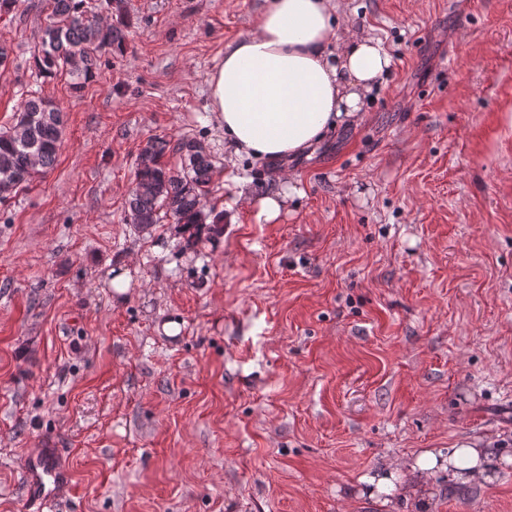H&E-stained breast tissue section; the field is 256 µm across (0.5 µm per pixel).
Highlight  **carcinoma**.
Returning a JSON list of instances; mask_svg holds the SVG:
<instances>
[{
	"label": "carcinoma",
	"mask_w": 512,
	"mask_h": 512,
	"mask_svg": "<svg viewBox=\"0 0 512 512\" xmlns=\"http://www.w3.org/2000/svg\"><path fill=\"white\" fill-rule=\"evenodd\" d=\"M51 20L37 34L39 75L52 77L65 70L77 78L72 84L82 89L80 80L92 76L98 53L126 43L119 26L104 25L87 9L85 0H50ZM63 132L60 110L36 97L27 99L15 114L14 123L0 131V199H5L35 176L54 168ZM168 153L180 156L181 165L165 161ZM212 162L197 141L175 144L162 138L147 141L135 170L134 187L127 200L132 223L148 230L160 223L166 211L180 225L187 240L200 235L205 224L204 201L210 192Z\"/></svg>",
	"instance_id": "carcinoma-1"
}]
</instances>
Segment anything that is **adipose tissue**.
I'll return each mask as SVG.
<instances>
[{"instance_id":"adipose-tissue-1","label":"adipose tissue","mask_w":512,"mask_h":512,"mask_svg":"<svg viewBox=\"0 0 512 512\" xmlns=\"http://www.w3.org/2000/svg\"><path fill=\"white\" fill-rule=\"evenodd\" d=\"M337 12V0H268L254 30L225 48L209 75L210 107L235 154L292 156L360 119L391 57L358 30L335 39ZM439 464L458 487L488 478L485 449L464 445L418 458L417 484Z\"/></svg>"}]
</instances>
